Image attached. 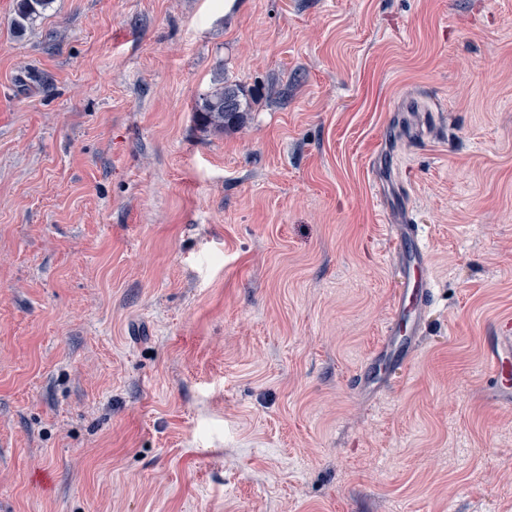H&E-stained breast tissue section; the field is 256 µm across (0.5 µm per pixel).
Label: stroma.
<instances>
[{"label":"stroma","mask_w":512,"mask_h":512,"mask_svg":"<svg viewBox=\"0 0 512 512\" xmlns=\"http://www.w3.org/2000/svg\"><path fill=\"white\" fill-rule=\"evenodd\" d=\"M16 4L0 512H512V0ZM403 200L434 303L366 397ZM52 0H18L17 18L14 20V29L22 34L28 24L40 16ZM241 88L238 85H224L202 98L196 108V117L204 129L222 132L225 128L238 125L244 118L241 107ZM512 351V336H493L487 345L484 366L490 376L503 374L502 354Z\"/></svg>","instance_id":"1"}]
</instances>
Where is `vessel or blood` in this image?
<instances>
[{
	"instance_id": "vessel-or-blood-1",
	"label": "vessel or blood",
	"mask_w": 512,
	"mask_h": 512,
	"mask_svg": "<svg viewBox=\"0 0 512 512\" xmlns=\"http://www.w3.org/2000/svg\"><path fill=\"white\" fill-rule=\"evenodd\" d=\"M387 237L392 260L397 267L398 282L384 339L369 360V375L359 380L360 387L366 390L379 388L381 376L378 368L382 362L408 364L432 303L427 256L419 245V227L415 224L411 211H404L397 223L388 225ZM510 350L512 351V336L492 338L487 345L484 360L489 375L502 374V355Z\"/></svg>"
}]
</instances>
